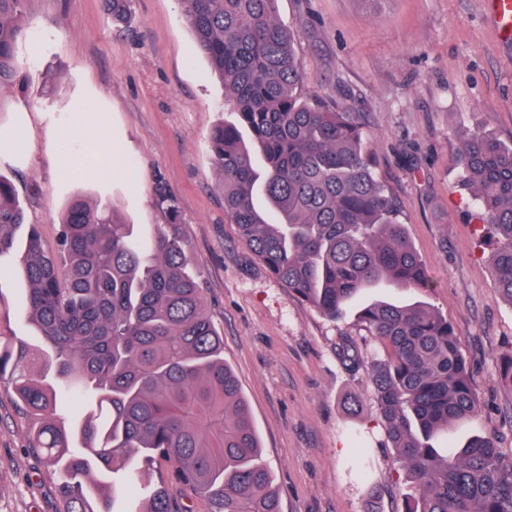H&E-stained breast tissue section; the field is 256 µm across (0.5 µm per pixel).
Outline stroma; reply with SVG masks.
I'll return each mask as SVG.
<instances>
[{
	"label": "stroma",
	"instance_id": "1",
	"mask_svg": "<svg viewBox=\"0 0 512 512\" xmlns=\"http://www.w3.org/2000/svg\"><path fill=\"white\" fill-rule=\"evenodd\" d=\"M16 47L17 85L0 106V137L19 133L26 156L0 155L26 221L54 242L77 196L100 202L149 238L166 216L157 186L178 200L181 232L207 312L224 336V361L249 401L281 512H398L411 493L374 399L379 343L354 313L331 322L273 278L224 213L206 138L234 121L180 0H129L125 22L102 0H27ZM293 32L302 92L353 113L380 179L433 286L418 298L453 324L480 409L452 442L493 434L512 448V382L498 373L512 353V305L501 299L492 233L452 162L462 133L512 144V48L488 0H278ZM93 114L76 139L58 128ZM113 162L111 178L98 174ZM6 328L33 337L21 277L0 268ZM364 356L341 364L340 336ZM360 400L351 415L345 400ZM29 421L0 383V512H64L58 477L29 446Z\"/></svg>",
	"mask_w": 512,
	"mask_h": 512
}]
</instances>
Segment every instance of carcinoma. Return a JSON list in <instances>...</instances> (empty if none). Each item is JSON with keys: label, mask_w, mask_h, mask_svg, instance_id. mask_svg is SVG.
<instances>
[{"label": "carcinoma", "mask_w": 512, "mask_h": 512, "mask_svg": "<svg viewBox=\"0 0 512 512\" xmlns=\"http://www.w3.org/2000/svg\"><path fill=\"white\" fill-rule=\"evenodd\" d=\"M188 26L224 82L236 121L209 136L224 213L276 280L330 321L357 306L358 324L384 358L372 365L389 447L414 493L400 512H512V451L490 435L457 450L448 427L478 411L453 325L419 301L371 291L433 287L373 169L362 130L298 92L302 80L276 0H182ZM26 0H0V109L20 73L15 47ZM477 208L496 236V288L512 303V145L465 134L455 154ZM169 218L148 244L99 204L72 200L55 244L26 223L0 174V258L21 248L27 315L40 344L0 330V380L30 420L34 448L59 477L66 512H117L131 487L148 503L131 512H281L272 476L224 338L207 313L178 231L179 207L163 187ZM24 234H19V231ZM338 357L362 360L343 336ZM71 397L73 415L58 412ZM156 464L176 485L144 483Z\"/></svg>", "instance_id": "1"}]
</instances>
